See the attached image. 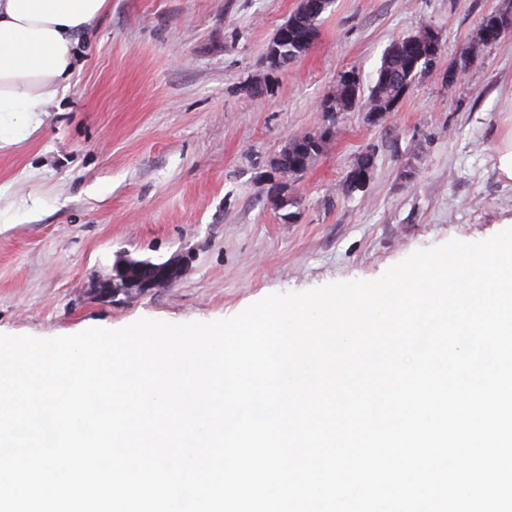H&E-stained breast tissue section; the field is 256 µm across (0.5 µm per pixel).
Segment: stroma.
Listing matches in <instances>:
<instances>
[{
  "label": "stroma",
  "mask_w": 512,
  "mask_h": 512,
  "mask_svg": "<svg viewBox=\"0 0 512 512\" xmlns=\"http://www.w3.org/2000/svg\"><path fill=\"white\" fill-rule=\"evenodd\" d=\"M297 0H109L78 37L69 95L0 147V334L51 338L142 318L208 322L268 294L379 278L414 251L482 241L512 216L496 147L512 111V34L455 84L482 17L512 0H334L302 57L265 50ZM429 26L441 55L394 112L336 118L288 206L275 161L326 123L340 72L373 86L385 51ZM262 83V98L251 97ZM365 190L344 189L364 154ZM187 259L170 287L100 295L120 257Z\"/></svg>",
  "instance_id": "stroma-1"
}]
</instances>
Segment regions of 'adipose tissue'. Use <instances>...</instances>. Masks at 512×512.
Returning a JSON list of instances; mask_svg holds the SVG:
<instances>
[{"label": "adipose tissue", "instance_id": "1", "mask_svg": "<svg viewBox=\"0 0 512 512\" xmlns=\"http://www.w3.org/2000/svg\"><path fill=\"white\" fill-rule=\"evenodd\" d=\"M107 8L108 0H0V145L31 135L37 113L68 94L76 36Z\"/></svg>", "mask_w": 512, "mask_h": 512}]
</instances>
